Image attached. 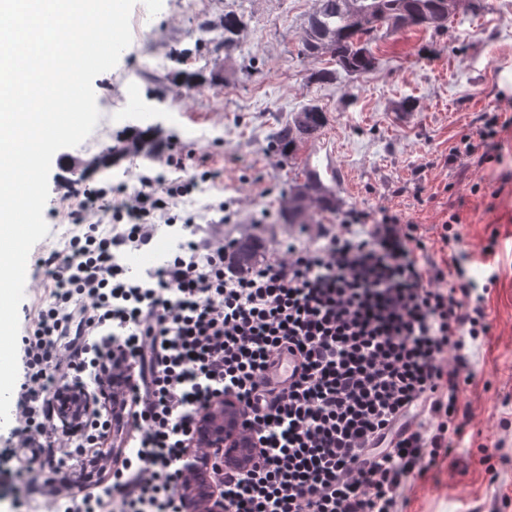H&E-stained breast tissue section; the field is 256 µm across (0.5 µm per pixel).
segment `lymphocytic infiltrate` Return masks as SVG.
<instances>
[{"mask_svg":"<svg viewBox=\"0 0 512 512\" xmlns=\"http://www.w3.org/2000/svg\"><path fill=\"white\" fill-rule=\"evenodd\" d=\"M506 127L485 113L461 138L466 153L492 159ZM196 184L147 170L124 202L111 187L90 190L110 227L71 208L79 234L40 259L54 288L22 339L19 447L62 467L107 462L108 415L56 423L61 388L82 390L86 374L98 387L134 379L139 417L111 482L50 496L51 512H185L178 486L198 416L229 395L256 456L243 470L214 458L224 512H403L407 484L462 432L469 349L490 331L484 294L462 265L429 261L417 225L388 211L352 213L317 248H288L244 274L233 241L211 235L130 277L123 249L148 245L161 224L194 230L177 207ZM284 349L298 353V376L274 391L263 374Z\"/></svg>","mask_w":512,"mask_h":512,"instance_id":"f902f5d3","label":"lymphocytic infiltrate"}]
</instances>
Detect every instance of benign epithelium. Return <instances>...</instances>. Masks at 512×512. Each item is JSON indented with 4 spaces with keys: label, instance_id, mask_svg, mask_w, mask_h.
I'll return each instance as SVG.
<instances>
[{
    "label": "benign epithelium",
    "instance_id": "1",
    "mask_svg": "<svg viewBox=\"0 0 512 512\" xmlns=\"http://www.w3.org/2000/svg\"><path fill=\"white\" fill-rule=\"evenodd\" d=\"M237 404L227 398L219 400L201 412L199 422L200 451L186 457L184 467L188 480L181 494L188 512H224V504L216 501L217 491L207 480L211 451L226 453L228 463L245 467L251 457L240 449L251 447V441L238 428L235 421Z\"/></svg>",
    "mask_w": 512,
    "mask_h": 512
}]
</instances>
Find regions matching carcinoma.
Masks as SVG:
<instances>
[{"label": "carcinoma", "mask_w": 512, "mask_h": 512, "mask_svg": "<svg viewBox=\"0 0 512 512\" xmlns=\"http://www.w3.org/2000/svg\"><path fill=\"white\" fill-rule=\"evenodd\" d=\"M309 15L303 55L312 60L326 56L344 72L360 77L374 69L376 57L371 44L379 32L412 27H448L452 10L448 0H317ZM324 125V112L308 104L280 124L270 136V148L285 156L294 154L300 145ZM315 187L308 181L293 190L288 199V223H307V201ZM235 263L246 270L255 265L259 251L249 239L237 242Z\"/></svg>", "instance_id": "carcinoma-1"}]
</instances>
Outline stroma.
Masks as SVG:
<instances>
[{
  "label": "stroma",
  "mask_w": 512,
  "mask_h": 512,
  "mask_svg": "<svg viewBox=\"0 0 512 512\" xmlns=\"http://www.w3.org/2000/svg\"><path fill=\"white\" fill-rule=\"evenodd\" d=\"M316 0H136L141 25L117 66L93 81L100 119L78 146L57 151L44 218L48 235L31 249L19 330L53 286L38 260L63 249L74 230L65 189L106 184L134 190L153 157L137 153L102 167L105 144L125 132L150 131L158 145L174 143L185 171L211 172L185 199L187 211L226 201L230 219L214 225L227 239L248 232L267 259L294 243L314 247L356 211L388 210L419 227L431 258L469 256L468 278L487 289L490 333L470 349L474 378L460 393L464 433L450 454L409 483L404 512H512V127L499 135L496 158L479 163L462 135L484 113L512 118V0H460L447 29L416 27L385 33L372 45L375 69L361 78L337 71L317 82L316 61L302 53ZM243 27L224 40L227 14ZM308 103L326 125L291 157L269 147L278 125ZM332 165L336 179L310 223L288 221L286 197L314 165ZM457 213L461 240H440ZM0 428V466L21 471L0 484V512H46L47 465L23 459ZM494 449L483 462V449Z\"/></svg>",
  "instance_id": "1"
}]
</instances>
